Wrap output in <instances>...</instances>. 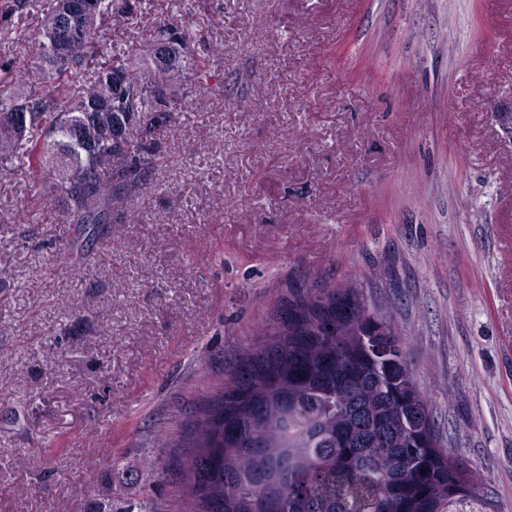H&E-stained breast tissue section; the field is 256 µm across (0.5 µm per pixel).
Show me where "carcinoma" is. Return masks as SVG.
<instances>
[{"instance_id": "1", "label": "carcinoma", "mask_w": 512, "mask_h": 512, "mask_svg": "<svg viewBox=\"0 0 512 512\" xmlns=\"http://www.w3.org/2000/svg\"><path fill=\"white\" fill-rule=\"evenodd\" d=\"M95 12L73 53L48 43L60 28L59 7L42 19L39 56L47 88L0 93V167L20 160L49 200L64 203L68 224L139 221L129 197L149 184L158 164L157 135L171 121L178 92L204 89L201 108L224 96L209 83L206 57L187 30L155 29L151 41L180 37L181 52L157 64L149 51L96 60L99 23L130 13L132 0H92ZM123 72L127 94L112 98L108 76ZM20 111L16 131L8 115ZM309 288L288 299L263 342L215 385L196 410L182 467L183 512H442L454 492L465 500L476 484L434 430L431 400L417 386L404 329L367 307L352 286ZM379 336L398 362H379L364 342Z\"/></svg>"}]
</instances>
